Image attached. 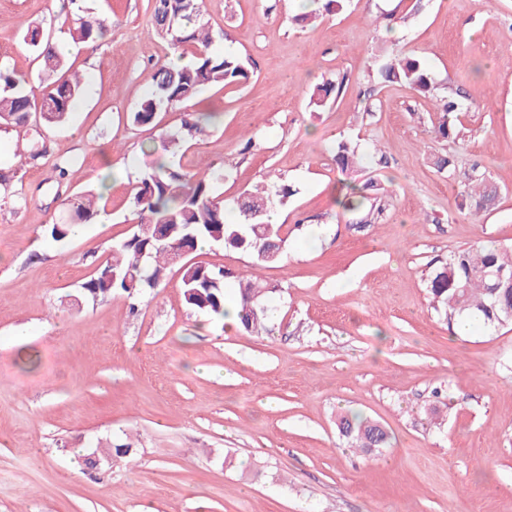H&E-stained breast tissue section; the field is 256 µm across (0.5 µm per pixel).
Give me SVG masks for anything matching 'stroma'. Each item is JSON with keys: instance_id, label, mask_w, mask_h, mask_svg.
<instances>
[{"instance_id": "35a3bbf8", "label": "stroma", "mask_w": 512, "mask_h": 512, "mask_svg": "<svg viewBox=\"0 0 512 512\" xmlns=\"http://www.w3.org/2000/svg\"><path fill=\"white\" fill-rule=\"evenodd\" d=\"M81 5L114 25L69 58L84 92L67 122L0 130V172L25 197L0 201V512H512V326L460 330L425 284L457 249L512 246V0H349L303 25L300 0H206L214 49L251 58L254 73L201 93L203 131L178 161L226 169L213 191L229 212L270 176L295 190L276 208L285 258L257 271L275 311L259 335L189 308L175 264L137 302L88 298L132 231L149 150L186 115L129 120L171 56L151 0ZM71 9L0 0V61L35 95L47 84L22 30ZM396 55L426 60L432 95L373 80ZM328 80L340 94L312 109L311 88ZM447 95L462 105L448 142L433 132ZM34 137L45 155L17 164L16 141ZM342 137L365 155L358 173L334 160ZM441 154L453 174L437 172ZM476 164L501 189L478 221L456 199ZM370 179L384 218L360 231L337 199ZM87 190L107 192L105 213L47 243L44 226L68 221L66 197ZM348 410L379 422L388 447H348L337 428ZM127 439L130 455L90 475L84 454Z\"/></svg>"}]
</instances>
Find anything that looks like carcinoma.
Wrapping results in <instances>:
<instances>
[{"mask_svg": "<svg viewBox=\"0 0 512 512\" xmlns=\"http://www.w3.org/2000/svg\"><path fill=\"white\" fill-rule=\"evenodd\" d=\"M205 0H153L152 20L157 34L169 41L171 48L182 54L189 50L193 61L186 66L161 64L151 76V89L141 100L130 121L149 125L161 110L193 111L199 92L212 85H242L253 74L249 59L231 52L212 49L214 36L203 21ZM72 40L94 48L112 34V20L88 19L79 13L69 20ZM24 43L40 60L48 80L49 91L42 105L24 85V80L8 65L0 63V128H23L33 118L48 124L63 122L83 92V82L71 71V64L56 47L52 25H30L24 32ZM382 83H405L415 92L427 95L434 91L436 79L425 62L414 56H395L376 69ZM339 91L333 81L319 84L310 95V103L319 108ZM435 134L443 139L454 133L452 118L460 111L452 98L440 101ZM183 133L165 136V155L146 168L133 196L130 222L133 232L112 247V258L97 271L84 289L92 300L143 295L156 288L165 277L168 265L179 252L197 249L201 241L222 244L248 254L254 268L277 263L284 253L282 225L272 224L268 215L277 203L283 204L293 194L285 183L264 187L258 193H246L238 202L242 221L224 222V201L213 194L215 182L223 179L220 170L186 171L170 157L183 145L184 138L199 133L198 123L185 122ZM336 164L345 170L360 165L363 155L349 139L333 146ZM458 206L479 217L490 212L499 198V188L473 166L460 182ZM102 196L89 199L85 195L65 199L69 211L79 222L91 220L105 209ZM342 207L359 214L357 227L367 228L383 220L385 208L381 199L371 197L366 188L339 201ZM150 225L143 233L139 227ZM74 223L46 225L44 236L56 243L73 235ZM238 286L241 326L257 333L272 320L269 307L262 302L268 293L257 282V276L244 278L231 271L192 262L184 264L181 282L185 303L215 317L225 315L226 290L230 282ZM427 288L433 308L447 319L456 316L478 318L490 330L512 324V250L476 243L448 255L427 276ZM347 444L365 452L385 447L387 433L375 421L357 416H342L337 424Z\"/></svg>", "mask_w": 512, "mask_h": 512, "instance_id": "obj_1", "label": "carcinoma"}]
</instances>
